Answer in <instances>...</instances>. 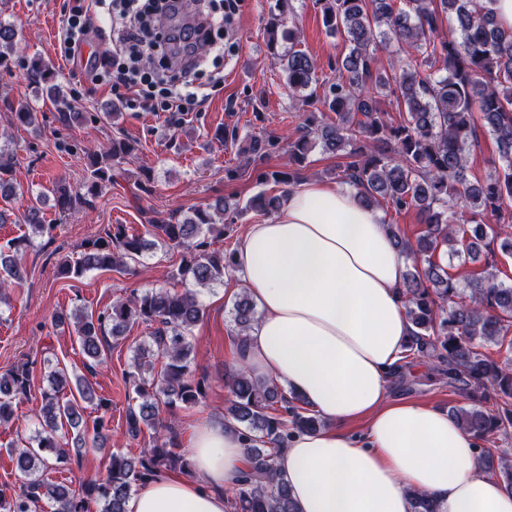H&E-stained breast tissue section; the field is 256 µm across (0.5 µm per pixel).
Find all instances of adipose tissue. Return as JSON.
I'll list each match as a JSON object with an SVG mask.
<instances>
[{"label": "adipose tissue", "mask_w": 512, "mask_h": 512, "mask_svg": "<svg viewBox=\"0 0 512 512\" xmlns=\"http://www.w3.org/2000/svg\"><path fill=\"white\" fill-rule=\"evenodd\" d=\"M234 263L261 312L236 367L328 422L277 454L296 512H412L414 490L438 512H512V493L483 472L475 437L447 411L388 399L412 332L401 298L407 259L354 190L304 181L247 226ZM361 418L364 435L346 431ZM188 451L191 476L154 477L126 512H227L250 466L244 436L216 414L193 430Z\"/></svg>", "instance_id": "ef3b65f1"}]
</instances>
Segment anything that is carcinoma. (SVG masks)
<instances>
[{
	"label": "carcinoma",
	"instance_id": "cac0c4a2",
	"mask_svg": "<svg viewBox=\"0 0 512 512\" xmlns=\"http://www.w3.org/2000/svg\"><path fill=\"white\" fill-rule=\"evenodd\" d=\"M494 0H317L326 30L341 32L348 51L336 56V75L325 83L323 94L310 91L317 83L316 64L298 48L297 29H283V19L267 22L268 40H288L279 65L288 88L304 94L307 104H319L336 114L332 123L305 114L297 137L288 143L292 171L279 172L282 183H297L299 170L313 146L336 155V182L355 189L362 205L400 213L414 210L425 226L416 244L404 240L394 225H387L392 240L412 262L403 282L406 314L413 331L409 354L434 362L439 379L470 400L452 406L448 415L481 441L512 431V283L497 280L484 270L461 285L434 260L439 247L463 262L477 261L485 240L499 239L502 252L512 255V30L499 26ZM448 20L444 40L436 41L443 20ZM394 47L408 63L390 76L376 56L377 43ZM17 50L16 31L0 24V64L12 60ZM444 63L435 67L437 56ZM29 83L54 92V73L40 59L25 64ZM390 90L406 117L393 123L379 108L375 92ZM22 125L39 126L38 113L29 105L13 110ZM484 128L496 141L498 163L482 182L468 176V154ZM272 135L253 134L249 152L261 158L278 147ZM134 151L122 140L89 153L86 192L56 188V206L70 210L112 184L115 168ZM9 147H0V197L15 195L6 176L12 173ZM282 197L259 193L244 206L219 200L214 209L226 216L217 225L211 212L197 209L182 222L152 221L146 228L155 242L180 250L177 275L196 289L182 292L159 289L118 299L98 313L75 307L56 316L60 325L74 328L88 374L69 373L46 358L48 387L41 392L33 415L35 435L10 449L20 479L19 490H0V512H35L47 500L55 512H126L133 487L150 477L173 471L192 473L189 458L177 451V433L161 424L162 410L194 404L204 396L205 379L192 369V328L203 316L198 289L223 281L233 256L211 248L210 238L224 235L248 210L269 213L281 206ZM24 221L40 235L51 230L40 211L31 207ZM146 247L141 235L128 233L122 224L82 244L77 257H64L59 272L79 279L95 270H122L137 261ZM22 280L19 243L0 246V304L10 305L9 287ZM237 345L244 347L246 332L257 321L256 307L246 294L233 303ZM155 326L149 340L133 356L128 377L136 402L127 408L126 432L136 438L142 427L154 430L151 448L136 457L120 451L109 455L106 476L79 489L46 477L49 466L70 469L89 449H100L108 439L106 417L88 424L86 405L108 411L109 402L96 394L89 376L104 362L110 340H119L134 323ZM493 344L504 349L503 360L488 358L481 348ZM164 358L161 368L156 360ZM32 367L24 362L0 375V424L14 416V401L31 391ZM229 397L224 415L243 430L251 459L250 469L228 499V512H295L288 486L276 478L279 448L295 432L320 428L318 416L300 398L277 384L260 380L244 370L225 382ZM494 393V408L483 406L481 393Z\"/></svg>",
	"mask_w": 512,
	"mask_h": 512
}]
</instances>
